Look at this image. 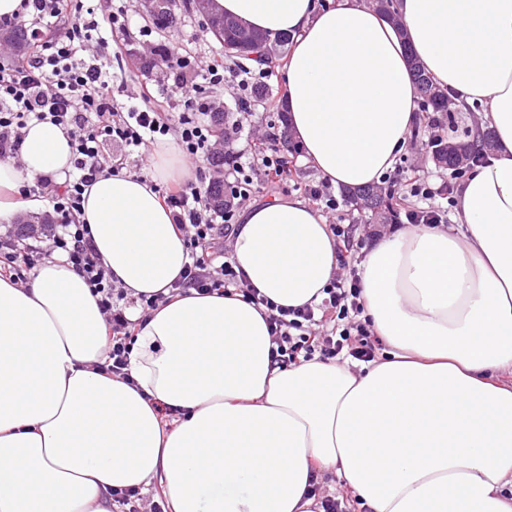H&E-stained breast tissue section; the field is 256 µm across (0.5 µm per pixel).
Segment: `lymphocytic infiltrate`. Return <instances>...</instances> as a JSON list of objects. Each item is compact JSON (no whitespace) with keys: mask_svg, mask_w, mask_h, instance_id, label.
I'll list each match as a JSON object with an SVG mask.
<instances>
[{"mask_svg":"<svg viewBox=\"0 0 512 512\" xmlns=\"http://www.w3.org/2000/svg\"><path fill=\"white\" fill-rule=\"evenodd\" d=\"M34 21L51 23L67 20L62 35L47 39L32 36V49L25 63L0 65V158L20 161L23 130L30 122H48L67 131L72 150V168L64 179L44 176L35 188L45 195L58 220L53 224H29L19 233L0 236V274L27 281L30 273L53 254L60 253L98 295V305L107 327L106 373L124 376L135 342V321L126 314L132 304L149 311L166 303L157 293L131 302L112 273L98 257L86 225L77 216L83 194L98 176L122 169V159L107 155L105 143L118 145L125 156L142 158L147 144L171 135L186 159L193 164L212 156L231 157L232 166L224 176L222 223H215L200 182L185 181L162 195L176 229L189 252L186 265L173 292L187 290L203 294L224 293L235 288L251 303L264 306L274 346L276 363L288 365L302 359L355 360L373 362L381 344L368 318L363 315L358 266L361 256L354 250V226L331 225L338 243V270L327 286L325 298L317 305L288 308L274 304L252 288L226 257L224 239L230 235L232 219L252 185L272 189L290 175L295 166L294 150L278 147L274 134L253 129L247 98H240L231 130L225 140L214 138L207 121L211 104L210 86L225 80L224 63L213 60L203 73L192 74L190 55L176 53L170 67L172 86L160 89L143 86L137 97L118 99L113 90L112 69L92 45L125 39L130 30L128 16L120 12L98 17L84 0H25ZM251 137V145L238 147L240 133ZM456 176L438 187L424 179L405 185L391 180L394 194L424 199V206L408 210L412 224H439L443 217L428 202L452 194Z\"/></svg>","mask_w":512,"mask_h":512,"instance_id":"1","label":"lymphocytic infiltrate"}]
</instances>
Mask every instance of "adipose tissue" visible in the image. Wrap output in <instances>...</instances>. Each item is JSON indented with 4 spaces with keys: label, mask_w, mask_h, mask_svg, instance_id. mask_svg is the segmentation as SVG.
<instances>
[{
    "label": "adipose tissue",
    "mask_w": 512,
    "mask_h": 512,
    "mask_svg": "<svg viewBox=\"0 0 512 512\" xmlns=\"http://www.w3.org/2000/svg\"><path fill=\"white\" fill-rule=\"evenodd\" d=\"M293 36L290 132L336 187L377 182L417 120L416 57L462 105L485 104L493 148L460 185L461 229L375 239L361 299L385 350L347 365L271 357L267 310L241 292L130 310L128 379L107 355L97 298L65 256L26 283L0 276V512H112L111 492L159 483L170 512H313L338 475L370 512H512V0H215ZM65 131L32 123L0 160V223L23 179L63 177ZM152 176L102 174L78 216L128 297L169 291L188 251L155 190L185 175L174 140ZM230 258L283 307L320 302L338 269L324 217L298 198L243 209Z\"/></svg>",
    "instance_id": "1"
}]
</instances>
